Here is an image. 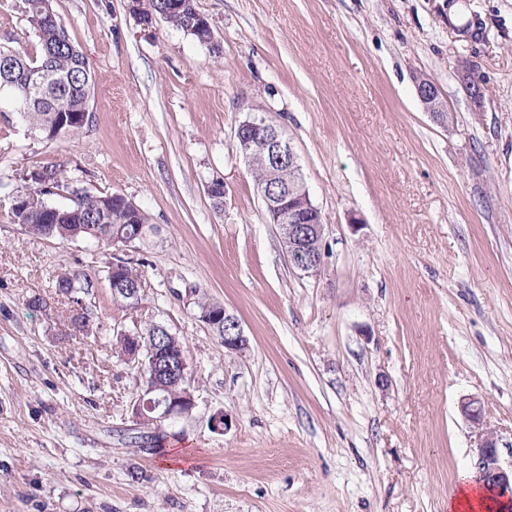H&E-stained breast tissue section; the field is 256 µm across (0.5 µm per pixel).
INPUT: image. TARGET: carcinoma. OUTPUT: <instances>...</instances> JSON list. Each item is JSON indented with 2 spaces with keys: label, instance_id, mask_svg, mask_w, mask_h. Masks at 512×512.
I'll return each mask as SVG.
<instances>
[{
  "label": "carcinoma",
  "instance_id": "obj_1",
  "mask_svg": "<svg viewBox=\"0 0 512 512\" xmlns=\"http://www.w3.org/2000/svg\"><path fill=\"white\" fill-rule=\"evenodd\" d=\"M41 0H24L28 21L33 28L40 45V54L31 58L13 49L0 48V55L15 57L16 66L8 75L16 81L13 92L20 97L25 92L28 77L35 74L42 80V90L38 97L30 100L25 106L22 117L32 127L38 129L46 137L54 139L62 134L77 135L82 128L74 123L59 127L58 116L62 112H80L87 98L91 95L93 80L86 67L83 53L70 39L68 32L59 17L49 18L47 12L38 7ZM140 14L144 19L160 16L171 26L191 36L192 18L195 13L183 9L176 0H139ZM50 178L61 182L60 172L54 166L34 168L26 174V179L33 183V191L16 197L32 204L29 213L21 208H13L14 222L25 227L26 231L36 237L70 241L87 238L101 242L107 246L113 244L109 235V227L116 225L124 215L118 201L117 204L104 208V193H93L85 188L75 189L77 200L68 208V216L57 218L54 205L45 201L50 191L43 188V180ZM109 288L113 289L112 300L118 305H134V294H126L122 289L128 288L143 294L145 278L139 263L124 260L118 270L107 271ZM55 288L63 295H74L85 288L79 274L64 271L57 275ZM141 349L139 356L147 357L158 346L163 345L176 352L185 353L182 341L164 329L152 325L140 334Z\"/></svg>",
  "mask_w": 512,
  "mask_h": 512
}]
</instances>
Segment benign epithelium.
Returning <instances> with one entry per match:
<instances>
[{"mask_svg": "<svg viewBox=\"0 0 512 512\" xmlns=\"http://www.w3.org/2000/svg\"><path fill=\"white\" fill-rule=\"evenodd\" d=\"M415 89L425 109L433 116L441 117L443 108L436 85L426 78H419ZM244 135L253 137L259 145L248 161L264 173L265 186L260 188L258 195L263 201L265 212L271 216L280 214L288 219V223L279 225V229L289 264L304 274L317 272L323 263V254L317 249L323 234L322 214L310 198L290 141L277 125L257 117L239 124L236 137ZM290 170L296 176L293 186L288 185ZM199 320L210 328L224 323L223 343L227 352L241 355L248 350V339L232 314L225 310L220 313L204 311L199 315ZM136 366L141 370L168 369V372L177 374L173 382L175 387L188 382L186 360L181 355L171 356L170 351L164 348L155 350L148 362L136 361ZM147 394L148 398L138 401L135 408V415L139 418L145 417L146 412L150 411L154 413L155 421H164L187 415L195 407L194 396L187 386L177 392L170 389L164 395L153 390L147 391ZM461 412L472 423L481 424L483 407L478 398L472 397L463 402ZM473 470L480 481L512 491V470L507 471L501 467L491 431L476 448Z\"/></svg>", "mask_w": 512, "mask_h": 512, "instance_id": "obj_1", "label": "benign epithelium"}]
</instances>
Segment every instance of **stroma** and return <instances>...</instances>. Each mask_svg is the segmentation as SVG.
<instances>
[{"label": "stroma", "instance_id": "1", "mask_svg": "<svg viewBox=\"0 0 512 512\" xmlns=\"http://www.w3.org/2000/svg\"><path fill=\"white\" fill-rule=\"evenodd\" d=\"M195 3L215 45L130 0H52L93 78L78 135L47 139L0 91V512H448L486 430L512 466V0ZM0 46L37 51L23 0H0ZM252 116L285 132L322 212L314 274L291 268L237 149ZM46 165L134 201L149 245L13 223ZM118 257L145 262L138 305L112 302ZM62 270L88 291L59 294ZM202 297L244 355L199 321ZM155 323L184 342L196 401L157 427L119 340ZM157 431L161 454L136 441ZM416 94L425 109L435 117L443 118V108L436 85L426 78H419L415 84ZM197 308L199 314L204 310H210L212 308H224L223 305L219 303H214L206 298H200V301L197 302ZM199 320L206 324L209 328L217 326L221 321H224V325L218 326L217 328H212L213 333L219 339L223 340L224 349L228 353L242 355L249 348V342L247 337L244 335L243 330L239 321L230 313L224 310L220 313L204 311L198 316ZM232 327L233 330L229 331V328ZM226 329V330H225Z\"/></svg>", "mask_w": 512, "mask_h": 512}]
</instances>
